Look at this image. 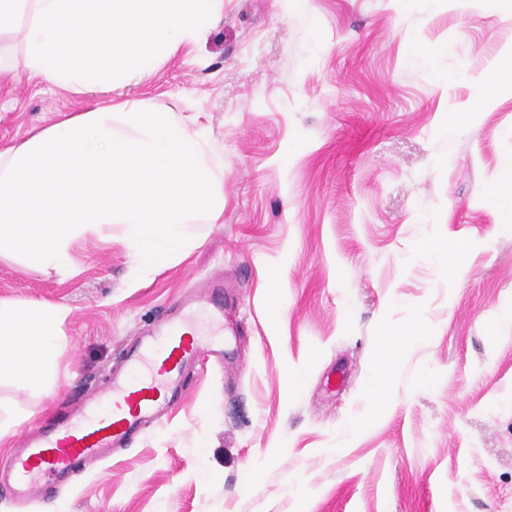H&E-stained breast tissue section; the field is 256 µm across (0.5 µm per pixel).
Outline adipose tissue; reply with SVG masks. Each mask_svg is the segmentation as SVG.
Returning a JSON list of instances; mask_svg holds the SVG:
<instances>
[{
	"mask_svg": "<svg viewBox=\"0 0 512 512\" xmlns=\"http://www.w3.org/2000/svg\"><path fill=\"white\" fill-rule=\"evenodd\" d=\"M224 0H0V87L41 76L73 95L147 75L222 18ZM224 212V162L198 115L148 101L91 102L0 146V261L65 280L90 236L120 241L131 283L194 245ZM63 305L0 300V381L39 389L63 347Z\"/></svg>",
	"mask_w": 512,
	"mask_h": 512,
	"instance_id": "ef3b65f1",
	"label": "adipose tissue"
}]
</instances>
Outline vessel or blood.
Instances as JSON below:
<instances>
[{
  "label": "vessel or blood",
  "mask_w": 512,
  "mask_h": 512,
  "mask_svg": "<svg viewBox=\"0 0 512 512\" xmlns=\"http://www.w3.org/2000/svg\"><path fill=\"white\" fill-rule=\"evenodd\" d=\"M223 314L224 285L216 282L194 299L188 314L124 349L107 391L75 406L62 426L25 439L0 465L11 494L18 499L40 495L158 423L183 390L187 370L205 356L223 359L224 342L212 332Z\"/></svg>",
  "instance_id": "1"
}]
</instances>
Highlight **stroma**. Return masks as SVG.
Wrapping results in <instances>:
<instances>
[{"instance_id":"obj_1","label":"stroma","mask_w":512,"mask_h":512,"mask_svg":"<svg viewBox=\"0 0 512 512\" xmlns=\"http://www.w3.org/2000/svg\"><path fill=\"white\" fill-rule=\"evenodd\" d=\"M510 53L496 0H224L113 89L200 113L224 213L134 288L93 236L64 281L1 262L0 299L71 315L52 393L1 382L0 417L45 426L105 391L125 344L220 276L224 363L112 458L23 507L1 488L0 512H512V232L491 200L512 183ZM85 105L25 75L0 90V144ZM386 327L408 334L390 362ZM374 389L389 407L357 426Z\"/></svg>"}]
</instances>
